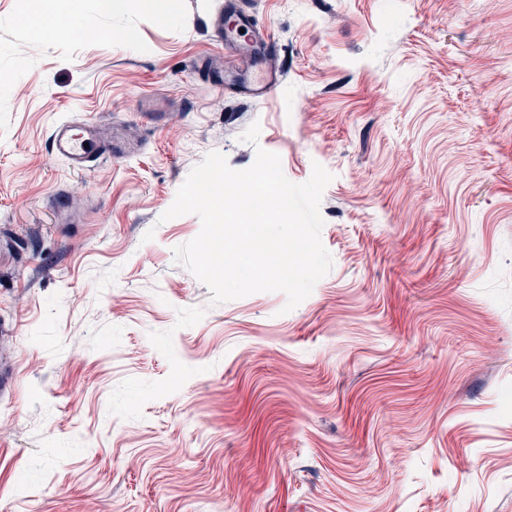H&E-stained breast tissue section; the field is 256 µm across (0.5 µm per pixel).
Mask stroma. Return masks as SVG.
Returning a JSON list of instances; mask_svg holds the SVG:
<instances>
[{"instance_id": "1", "label": "stroma", "mask_w": 512, "mask_h": 512, "mask_svg": "<svg viewBox=\"0 0 512 512\" xmlns=\"http://www.w3.org/2000/svg\"><path fill=\"white\" fill-rule=\"evenodd\" d=\"M243 3L268 100L215 87L224 0H57L54 41L0 0V512H512V0ZM69 117L111 159L56 158ZM259 147L333 175L288 313L212 303L162 218Z\"/></svg>"}]
</instances>
